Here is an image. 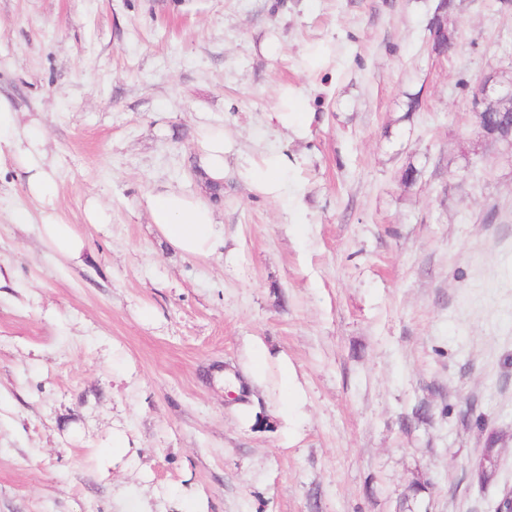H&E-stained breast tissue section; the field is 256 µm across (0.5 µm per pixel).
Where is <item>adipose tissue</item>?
<instances>
[{"label":"adipose tissue","mask_w":512,"mask_h":512,"mask_svg":"<svg viewBox=\"0 0 512 512\" xmlns=\"http://www.w3.org/2000/svg\"><path fill=\"white\" fill-rule=\"evenodd\" d=\"M269 119L279 129L304 136L310 130L311 109L301 92L286 86L281 88ZM18 128L17 112L11 102L0 95V164L9 160L19 163L27 174L29 195L47 204L36 217L27 208H15L13 221L36 223L43 244L51 252L69 261H81L85 239L50 205L55 184L45 168L44 140L39 135H20ZM288 166L285 153L270 150L263 153L260 160L242 164L238 177L267 197L280 198L290 191ZM147 208L151 223L177 252L208 257L223 248L224 239L216 228L215 212L202 196L170 190L150 196Z\"/></svg>","instance_id":"adipose-tissue-1"}]
</instances>
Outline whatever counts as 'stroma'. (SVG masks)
<instances>
[{
	"instance_id": "1",
	"label": "stroma",
	"mask_w": 512,
	"mask_h": 512,
	"mask_svg": "<svg viewBox=\"0 0 512 512\" xmlns=\"http://www.w3.org/2000/svg\"><path fill=\"white\" fill-rule=\"evenodd\" d=\"M438 2L0 0V94L87 244L76 265L11 223L43 205L0 165V512H494L512 443L475 463L512 430V150L472 99L512 79V6L453 0L440 55ZM286 84L306 138L267 122ZM207 127L232 149L224 251L199 258L147 198L204 191ZM270 147L283 200L236 176Z\"/></svg>"
}]
</instances>
